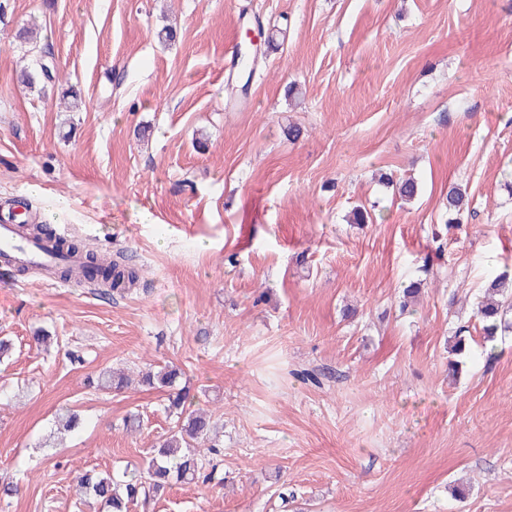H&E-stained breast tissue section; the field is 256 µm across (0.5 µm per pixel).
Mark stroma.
<instances>
[{"mask_svg": "<svg viewBox=\"0 0 512 512\" xmlns=\"http://www.w3.org/2000/svg\"><path fill=\"white\" fill-rule=\"evenodd\" d=\"M254 14L276 38L232 96ZM29 25L58 69L33 90ZM511 181L512 0H0V210L27 199L141 275L103 295L0 266V512H94L76 476L143 465L174 421L160 391L89 386L120 364L177 366L224 425L219 483L129 512H512V336L448 373L512 268ZM453 183L471 212L444 232ZM63 408L83 426L61 436ZM379 181L387 188H393L395 196L405 202H411L419 194V184L412 178H395L393 175H381ZM453 338V344L450 347V351H448L453 357L458 359H450L448 361L449 368L453 371V373L459 372V366L462 365V361L459 358H463L467 356L470 350V341L471 332L469 326L461 325L457 328Z\"/></svg>", "mask_w": 512, "mask_h": 512, "instance_id": "stroma-1", "label": "stroma"}]
</instances>
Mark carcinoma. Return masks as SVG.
Returning a JSON list of instances; mask_svg holds the SVG:
<instances>
[{
	"mask_svg": "<svg viewBox=\"0 0 512 512\" xmlns=\"http://www.w3.org/2000/svg\"><path fill=\"white\" fill-rule=\"evenodd\" d=\"M31 58L23 67L24 80L30 87L40 84L41 80H52L55 65L49 53L32 45ZM382 185L391 188L399 199L410 202L419 194V184L412 178H395L384 174L379 178ZM471 205L467 188L453 183L448 186L446 197V224H458L461 217L469 212ZM34 238L44 237L55 240L56 251L62 257L79 254L83 257V274L95 285L109 288L120 294L128 291L139 280L138 270L96 251L88 249L76 240L54 239L45 225H35L30 229ZM475 317L481 325L483 351L488 359L496 357L497 337L512 333V276L506 272L491 278L485 289V295L477 298ZM471 332L468 326L461 325L453 335L448 361L449 368L457 373L462 365L461 358L470 350ZM180 370L166 365L159 369L151 368L141 372L142 383L151 388L162 389L167 393V410L176 417V425L152 449L144 467L118 480L109 474L86 471L77 477L78 486L84 497L95 501L105 512H129V505L139 496L159 498L166 489L177 483L192 484L198 481L208 483L214 478L213 457L224 452L219 444L206 447L204 456L195 445L210 441L214 428L212 414L190 409L189 392L177 387ZM130 378L111 370L98 374V390L109 393L128 385Z\"/></svg>",
	"mask_w": 512,
	"mask_h": 512,
	"instance_id": "carcinoma-1",
	"label": "carcinoma"
}]
</instances>
